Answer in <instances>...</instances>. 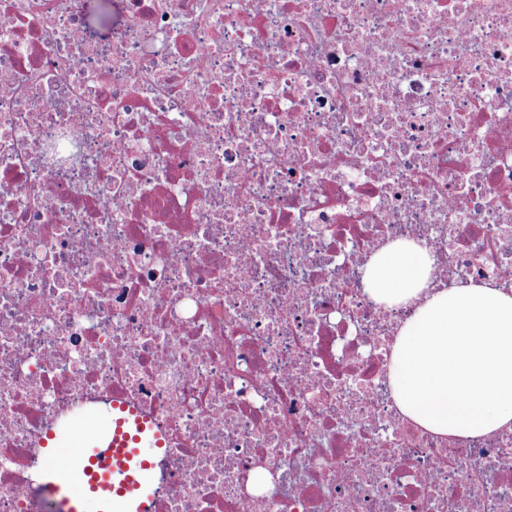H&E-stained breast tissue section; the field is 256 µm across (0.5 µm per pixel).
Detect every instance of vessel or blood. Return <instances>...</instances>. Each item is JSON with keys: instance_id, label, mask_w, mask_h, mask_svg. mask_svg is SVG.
Here are the masks:
<instances>
[{"instance_id": "1", "label": "vessel or blood", "mask_w": 512, "mask_h": 512, "mask_svg": "<svg viewBox=\"0 0 512 512\" xmlns=\"http://www.w3.org/2000/svg\"><path fill=\"white\" fill-rule=\"evenodd\" d=\"M74 439L91 453L51 474L50 488L63 512H84L91 498L101 512H152L164 439L147 417L116 401L111 419L87 423Z\"/></svg>"}]
</instances>
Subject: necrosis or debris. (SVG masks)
I'll return each mask as SVG.
<instances>
[{
  "mask_svg": "<svg viewBox=\"0 0 512 512\" xmlns=\"http://www.w3.org/2000/svg\"><path fill=\"white\" fill-rule=\"evenodd\" d=\"M0 0V512L130 404L154 512H512V433L440 441L387 379L407 238L512 291V0Z\"/></svg>",
  "mask_w": 512,
  "mask_h": 512,
  "instance_id": "1",
  "label": "necrosis or debris"
}]
</instances>
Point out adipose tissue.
Listing matches in <instances>:
<instances>
[{
  "label": "adipose tissue",
  "mask_w": 512,
  "mask_h": 512,
  "mask_svg": "<svg viewBox=\"0 0 512 512\" xmlns=\"http://www.w3.org/2000/svg\"><path fill=\"white\" fill-rule=\"evenodd\" d=\"M432 265L424 247L399 239L364 269L375 300L411 311L391 348L396 406L444 440L512 433V291L438 285Z\"/></svg>",
  "instance_id": "1"
}]
</instances>
